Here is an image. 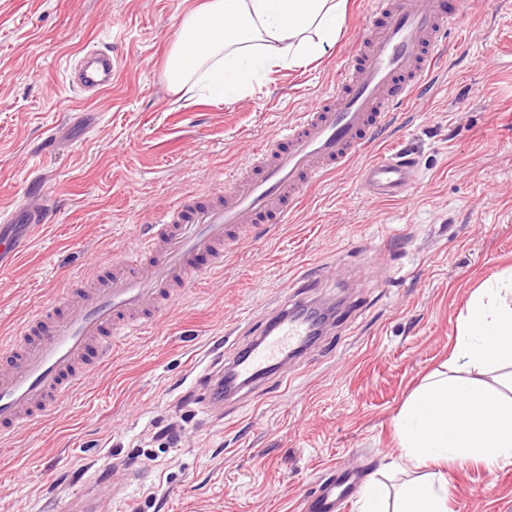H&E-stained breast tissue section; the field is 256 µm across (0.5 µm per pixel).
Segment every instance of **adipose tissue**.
<instances>
[{
    "label": "adipose tissue",
    "instance_id": "ef3b65f1",
    "mask_svg": "<svg viewBox=\"0 0 512 512\" xmlns=\"http://www.w3.org/2000/svg\"><path fill=\"white\" fill-rule=\"evenodd\" d=\"M347 0H207L190 7L165 64L174 93H239L278 67L304 68L332 47ZM458 375L435 373L400 414L404 461L419 474L397 512H448L437 468L512 463V268L468 300L451 350Z\"/></svg>",
    "mask_w": 512,
    "mask_h": 512
}]
</instances>
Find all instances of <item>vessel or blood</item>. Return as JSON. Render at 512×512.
Masks as SVG:
<instances>
[{
	"label": "vessel or blood",
	"mask_w": 512,
	"mask_h": 512,
	"mask_svg": "<svg viewBox=\"0 0 512 512\" xmlns=\"http://www.w3.org/2000/svg\"><path fill=\"white\" fill-rule=\"evenodd\" d=\"M468 0H374L364 35L327 97L309 105L280 140L253 155L210 201L170 202L141 238L134 257L116 259L107 274L68 288L61 304L28 316L19 336L0 346V444L36 417L48 415L76 392L108 356L115 337L141 334L174 305L178 289L197 273L199 259L224 263V252L259 224L284 222L304 188L336 169L359 163L360 153L403 106L431 82L448 52V31ZM69 82L87 96L112 84V53L92 49L71 67ZM360 165V186L372 198L406 197L415 178L411 158L384 151ZM20 242L0 234V269L23 254ZM311 326L284 293L259 337L231 362L237 400L275 375L309 344ZM356 473L319 477L304 512H342Z\"/></svg>",
	"instance_id": "b4317fda"
}]
</instances>
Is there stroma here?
<instances>
[{
  "instance_id": "stroma-1",
  "label": "stroma",
  "mask_w": 512,
  "mask_h": 512,
  "mask_svg": "<svg viewBox=\"0 0 512 512\" xmlns=\"http://www.w3.org/2000/svg\"><path fill=\"white\" fill-rule=\"evenodd\" d=\"M186 0H0V209L36 187L53 221L0 273V336L56 301L89 268L134 249L161 209L220 188L297 112L332 92L372 0H349L338 42L306 68L260 76L251 89L179 99L165 77ZM512 0H471L448 33L446 71L396 112L381 144L416 164L397 201L365 196L358 169L328 174L281 224H267L202 266L144 334L124 336L76 394L0 446V512H71L113 481L106 512H301L318 474L357 468L345 512H362L371 480L411 479L398 417L446 370L470 296L512 266ZM112 48L113 83L94 98L68 85L89 48ZM55 142L43 152L44 139ZM313 280L353 312L311 355L254 389L248 408L215 416L196 396L206 367L230 362L260 334L289 280ZM449 512H502L512 463L443 467Z\"/></svg>"
}]
</instances>
